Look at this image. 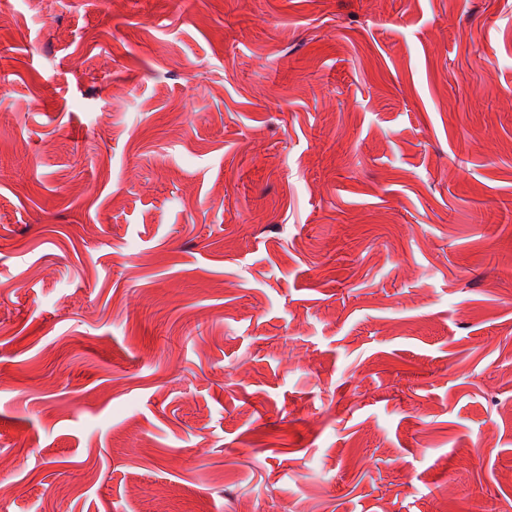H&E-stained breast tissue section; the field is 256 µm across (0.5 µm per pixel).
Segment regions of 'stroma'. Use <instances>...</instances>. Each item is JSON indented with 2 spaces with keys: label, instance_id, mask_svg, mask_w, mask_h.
<instances>
[{
  "label": "stroma",
  "instance_id": "1",
  "mask_svg": "<svg viewBox=\"0 0 512 512\" xmlns=\"http://www.w3.org/2000/svg\"><path fill=\"white\" fill-rule=\"evenodd\" d=\"M0 512H512V0H0Z\"/></svg>",
  "mask_w": 512,
  "mask_h": 512
}]
</instances>
